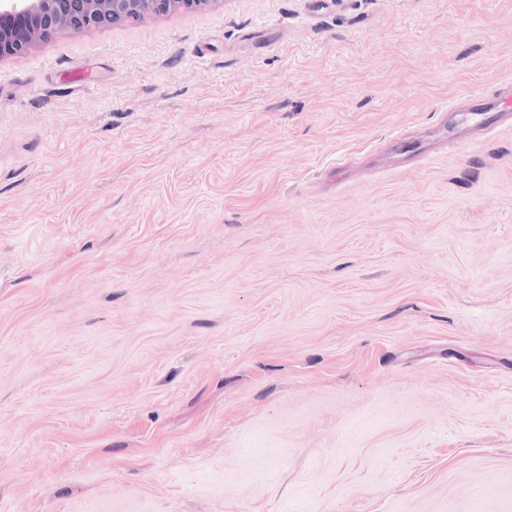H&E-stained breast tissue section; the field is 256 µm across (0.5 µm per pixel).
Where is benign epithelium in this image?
Returning a JSON list of instances; mask_svg holds the SVG:
<instances>
[{"label": "benign epithelium", "mask_w": 512, "mask_h": 512, "mask_svg": "<svg viewBox=\"0 0 512 512\" xmlns=\"http://www.w3.org/2000/svg\"><path fill=\"white\" fill-rule=\"evenodd\" d=\"M213 0H0V58L22 54L61 30H81L204 7Z\"/></svg>", "instance_id": "7a95c632"}]
</instances>
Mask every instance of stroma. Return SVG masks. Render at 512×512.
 <instances>
[{
	"label": "stroma",
	"instance_id": "obj_1",
	"mask_svg": "<svg viewBox=\"0 0 512 512\" xmlns=\"http://www.w3.org/2000/svg\"><path fill=\"white\" fill-rule=\"evenodd\" d=\"M512 0H213L0 59V512H512Z\"/></svg>",
	"mask_w": 512,
	"mask_h": 512
}]
</instances>
